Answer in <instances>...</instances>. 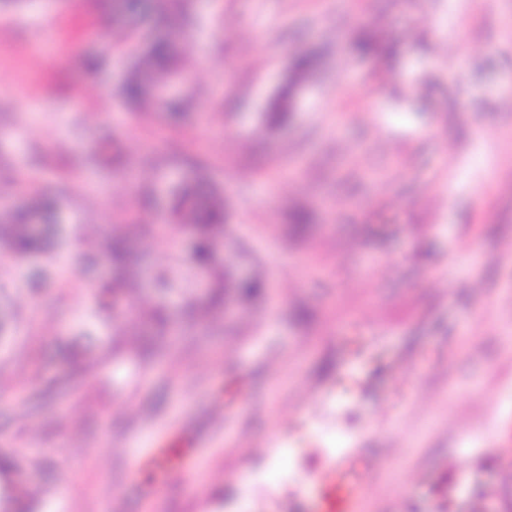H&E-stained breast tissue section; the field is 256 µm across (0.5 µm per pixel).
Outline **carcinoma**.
I'll return each mask as SVG.
<instances>
[{
  "label": "carcinoma",
  "instance_id": "obj_1",
  "mask_svg": "<svg viewBox=\"0 0 512 512\" xmlns=\"http://www.w3.org/2000/svg\"><path fill=\"white\" fill-rule=\"evenodd\" d=\"M118 9L125 15L138 16L151 12L168 18L166 34L150 43L141 60L136 64L131 78L123 86L121 95L126 103L140 105L148 100L147 83H162L171 71L158 72L154 65L174 58V42L181 35L180 18L187 10L188 0H117ZM356 50L365 56L383 51L382 46L369 34L359 36ZM290 112L288 95L277 100L269 115L271 124L284 122ZM172 215L182 225L191 229L190 244L186 255L188 264L197 273L208 277L207 297L213 308L224 309V290L234 289L242 299L251 300L264 292L261 277L229 282L224 265L219 258V246L224 239V200L216 193L202 195L194 186L185 185L172 205ZM44 230L33 224L15 222L0 224V242L20 254H34L42 249ZM98 241L104 248L111 266L112 296L115 298L141 295L142 277L150 268L148 257L133 249L128 238L118 233L112 225L98 227ZM143 319L163 326L168 316L163 305L150 300H140ZM26 465L19 459L0 455V474H9L14 482H22Z\"/></svg>",
  "mask_w": 512,
  "mask_h": 512
}]
</instances>
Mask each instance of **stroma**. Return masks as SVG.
<instances>
[{
    "label": "stroma",
    "mask_w": 512,
    "mask_h": 512,
    "mask_svg": "<svg viewBox=\"0 0 512 512\" xmlns=\"http://www.w3.org/2000/svg\"><path fill=\"white\" fill-rule=\"evenodd\" d=\"M161 29L0 0V221L58 199L41 252L0 243V452L42 486L29 512H315L305 481L355 437L366 512H512V0H191L179 76L130 106ZM364 30L393 55H358ZM193 177L265 292L145 359L96 228L173 269L180 321L206 296L188 237L135 227Z\"/></svg>",
    "instance_id": "35a3bbf8"
}]
</instances>
